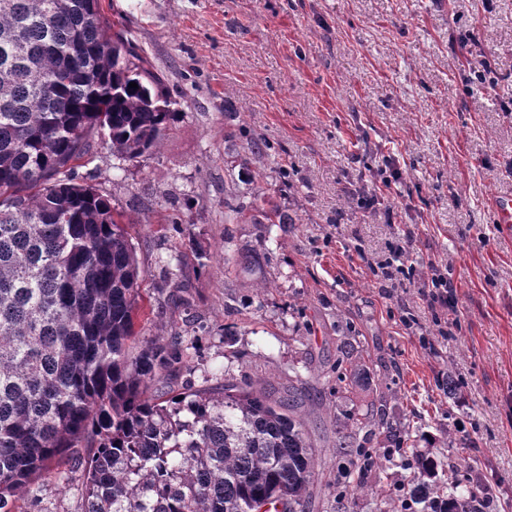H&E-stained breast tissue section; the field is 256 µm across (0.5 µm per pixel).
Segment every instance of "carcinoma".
<instances>
[{"instance_id":"cac0c4a2","label":"carcinoma","mask_w":512,"mask_h":512,"mask_svg":"<svg viewBox=\"0 0 512 512\" xmlns=\"http://www.w3.org/2000/svg\"><path fill=\"white\" fill-rule=\"evenodd\" d=\"M137 87H129V83ZM159 74L101 0H0V512H16L35 478L88 445L83 512H310L317 449L309 383L288 396L226 383L168 389L187 367L179 333L139 339L148 313L135 246L110 200L75 181L91 138L135 162L176 119ZM269 153L244 140L243 162ZM268 183L254 202L224 200V223L285 224ZM337 365H359L345 336ZM380 396L336 420V507L381 462L410 474L415 512H488L492 486L464 462L448 472L404 447ZM363 438H358V435ZM377 439L394 453L365 448Z\"/></svg>"}]
</instances>
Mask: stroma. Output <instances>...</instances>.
Here are the masks:
<instances>
[{"label":"stroma","mask_w":512,"mask_h":512,"mask_svg":"<svg viewBox=\"0 0 512 512\" xmlns=\"http://www.w3.org/2000/svg\"><path fill=\"white\" fill-rule=\"evenodd\" d=\"M164 80L179 115L138 163L94 138L78 182L124 211L155 315L144 337L179 331V384L310 381L322 449L315 512H336V419L377 392L449 464L479 460L512 504V226L492 200L512 188V0H102ZM490 63L486 80L475 73ZM235 117L225 120V109ZM245 128L273 160L242 164ZM400 180L376 212L385 159ZM290 174L283 224H228L224 198L260 196ZM411 240L418 268L449 264L453 337L412 288H384L370 265ZM186 287V304L168 296ZM416 323L406 328L403 312ZM359 336L369 374L336 378L340 332ZM465 381L448 392V374ZM465 423L459 433L457 423ZM82 469L35 481L20 512H82Z\"/></svg>","instance_id":"obj_1"}]
</instances>
